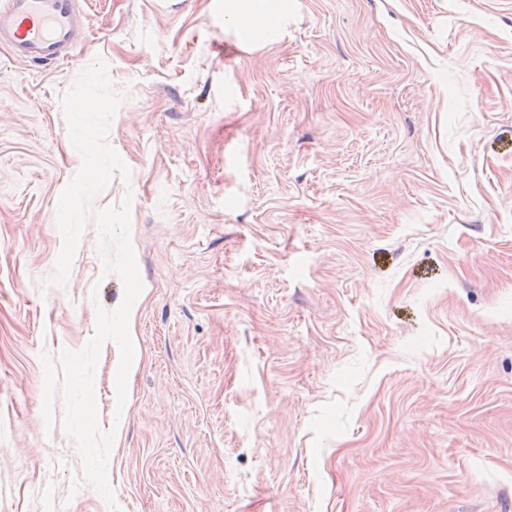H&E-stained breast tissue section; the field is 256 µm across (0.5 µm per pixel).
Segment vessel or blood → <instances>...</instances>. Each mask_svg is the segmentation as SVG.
Wrapping results in <instances>:
<instances>
[{"instance_id":"1","label":"vessel or blood","mask_w":512,"mask_h":512,"mask_svg":"<svg viewBox=\"0 0 512 512\" xmlns=\"http://www.w3.org/2000/svg\"><path fill=\"white\" fill-rule=\"evenodd\" d=\"M83 27L81 0H0V46L32 67L71 59Z\"/></svg>"}]
</instances>
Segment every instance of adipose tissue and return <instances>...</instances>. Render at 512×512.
Returning <instances> with one entry per match:
<instances>
[{
    "mask_svg": "<svg viewBox=\"0 0 512 512\" xmlns=\"http://www.w3.org/2000/svg\"><path fill=\"white\" fill-rule=\"evenodd\" d=\"M288 12V0H229L225 17L251 43L263 44L274 40Z\"/></svg>",
    "mask_w": 512,
    "mask_h": 512,
    "instance_id": "ef3b65f1",
    "label": "adipose tissue"
}]
</instances>
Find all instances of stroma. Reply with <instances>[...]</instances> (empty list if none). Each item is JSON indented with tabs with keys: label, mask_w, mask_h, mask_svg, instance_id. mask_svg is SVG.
I'll use <instances>...</instances> for the list:
<instances>
[{
	"label": "stroma",
	"mask_w": 512,
	"mask_h": 512,
	"mask_svg": "<svg viewBox=\"0 0 512 512\" xmlns=\"http://www.w3.org/2000/svg\"><path fill=\"white\" fill-rule=\"evenodd\" d=\"M75 57L0 49V512H108L40 352L83 348L123 284L88 222L65 285L62 96L127 97L143 281L135 357L95 374L122 512H512V0H291L241 41L224 0H83Z\"/></svg>",
	"instance_id": "1"
}]
</instances>
